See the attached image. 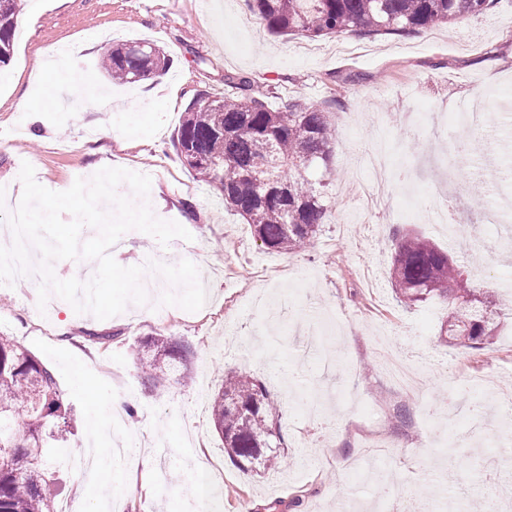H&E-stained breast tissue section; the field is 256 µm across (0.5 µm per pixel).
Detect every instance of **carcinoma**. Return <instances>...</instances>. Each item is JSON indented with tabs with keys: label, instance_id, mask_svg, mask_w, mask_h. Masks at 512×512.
I'll list each match as a JSON object with an SVG mask.
<instances>
[{
	"label": "carcinoma",
	"instance_id": "obj_1",
	"mask_svg": "<svg viewBox=\"0 0 512 512\" xmlns=\"http://www.w3.org/2000/svg\"><path fill=\"white\" fill-rule=\"evenodd\" d=\"M278 35L322 37L355 29L366 35L407 36L484 14L494 0H244ZM21 0H0V67L11 60ZM170 59L156 44H117L100 58L109 78L134 84ZM231 93L194 97L185 107L176 138L183 165L224 197L253 237L268 250L310 248L327 210L319 170L331 160L336 128L327 112L298 97L272 108L248 76H226ZM396 300L405 307L439 301L448 307L446 331L459 347L494 337L498 312L463 287L464 271L434 243L404 235L392 264ZM143 366L149 385L160 388L172 375L190 378L187 346L167 336H149ZM224 454L246 470L276 466L280 445L275 402L256 380L233 370L210 403ZM74 428L52 373L27 349L0 334V512H51L54 485L47 478L49 442Z\"/></svg>",
	"mask_w": 512,
	"mask_h": 512
}]
</instances>
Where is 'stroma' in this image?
I'll list each match as a JSON object with an SVG mask.
<instances>
[{"label":"stroma","instance_id":"stroma-1","mask_svg":"<svg viewBox=\"0 0 512 512\" xmlns=\"http://www.w3.org/2000/svg\"><path fill=\"white\" fill-rule=\"evenodd\" d=\"M25 0L8 65L0 68V196L20 199L22 162L50 190L87 178L99 161L150 176L165 208L157 216L182 225L189 239L163 246L150 235H122L123 265L162 260L193 262L207 286L196 312L176 306L125 309L106 320L48 302L38 307V286L0 288V331L35 354L53 373L71 408L74 433L66 448L86 444L87 394L70 367L83 364L86 380L118 394L125 413L112 433L136 438L138 454L115 457L107 483L53 470L57 501L73 512H202L191 472L212 471V512H336L346 499L375 500L371 485L340 469L359 456L364 441L389 444L392 496L411 493L427 512L449 507L481 512L489 495L512 488V431L493 446L466 431L467 396L455 380L475 377L478 395L496 406L512 397V247L488 238L487 250L465 249L427 220L440 193L460 191L463 218L477 224L498 193L474 199L484 178L475 160L442 154L466 134L457 121L475 100L489 119L477 131L480 154L496 155L503 179H512V111L500 108L512 85V0H497L486 14L468 16L409 36H367L346 31L309 40L279 36L244 6L222 0ZM150 40L170 56L167 81L149 87L107 82L98 68L112 43ZM315 42L320 51L300 53ZM66 47L83 79L65 90L63 104L43 108L35 69L46 81L48 48ZM254 78L269 105L294 95L327 111L336 128L332 162L321 176L328 209L312 248L266 250L250 227L224 206L221 194L189 173L174 147L186 104L196 94L220 97L225 74ZM105 92L124 113L97 109ZM41 110L39 122L18 111L20 100ZM111 127L110 136L98 133ZM414 232L453 249L472 287L501 308L492 343L458 348L444 341L448 312L439 302L403 308L392 298L390 267L396 236ZM169 336L190 347L192 380L148 388L141 342ZM417 344L420 393L394 388L381 352L401 340ZM261 381L278 405L284 446L269 471L246 472L224 455L209 414L226 369Z\"/></svg>","mask_w":512,"mask_h":512}]
</instances>
